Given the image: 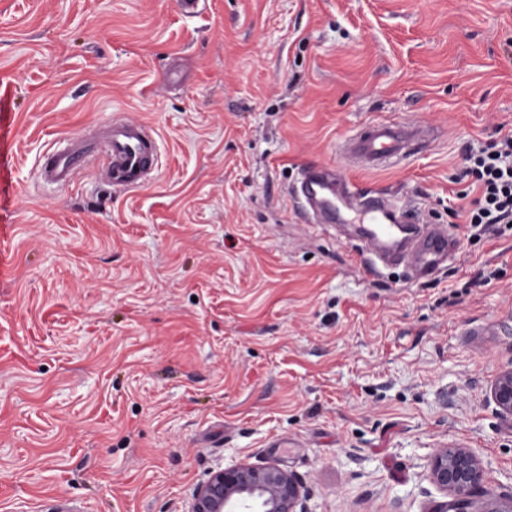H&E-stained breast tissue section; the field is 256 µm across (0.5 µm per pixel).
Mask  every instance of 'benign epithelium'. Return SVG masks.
<instances>
[{"label": "benign epithelium", "instance_id": "7a95c632", "mask_svg": "<svg viewBox=\"0 0 512 512\" xmlns=\"http://www.w3.org/2000/svg\"><path fill=\"white\" fill-rule=\"evenodd\" d=\"M489 400L498 414L512 421V369L499 373L491 383ZM431 481L451 500L439 512H512L509 507L490 509L485 471L466 448H440L429 461ZM190 512H310L300 481L277 468L236 462L210 472L193 495Z\"/></svg>", "mask_w": 512, "mask_h": 512}]
</instances>
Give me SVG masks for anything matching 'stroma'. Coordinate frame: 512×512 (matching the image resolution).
<instances>
[{"label": "stroma", "instance_id": "1", "mask_svg": "<svg viewBox=\"0 0 512 512\" xmlns=\"http://www.w3.org/2000/svg\"><path fill=\"white\" fill-rule=\"evenodd\" d=\"M0 512H188L232 462L310 512H435L434 449L512 495V225L457 216L468 148L512 131V0H0ZM147 122L152 182L115 192L105 127ZM427 135L360 169L362 126ZM72 143L74 183H45ZM335 167L459 247L370 269L290 189ZM489 401H492L498 414L505 420L512 421V369L499 373L491 383Z\"/></svg>", "mask_w": 512, "mask_h": 512}]
</instances>
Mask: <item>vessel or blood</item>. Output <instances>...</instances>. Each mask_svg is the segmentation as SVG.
<instances>
[{
    "instance_id": "1",
    "label": "vessel or blood",
    "mask_w": 512,
    "mask_h": 512,
    "mask_svg": "<svg viewBox=\"0 0 512 512\" xmlns=\"http://www.w3.org/2000/svg\"><path fill=\"white\" fill-rule=\"evenodd\" d=\"M111 151L110 183L114 190L140 187L156 167L152 129L142 123L113 120L108 132ZM418 131L385 123L359 129L345 142L347 150L368 168L394 164L417 153ZM80 148L56 153L41 167L45 182L68 186L78 170ZM294 194L318 223L362 225L363 245L373 262L405 265L420 279L456 252L458 243L447 228L430 227L400 213L388 194L337 182L334 169L309 167Z\"/></svg>"
}]
</instances>
